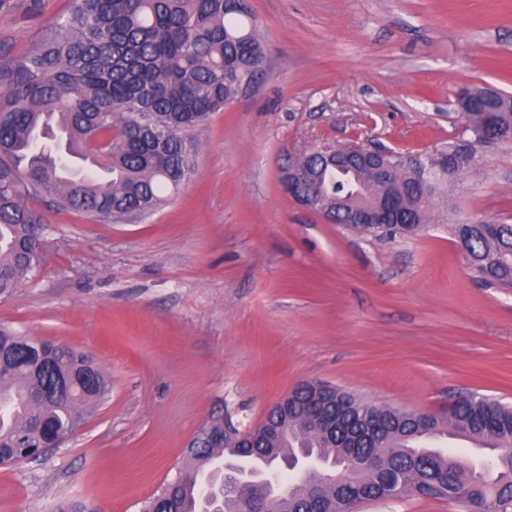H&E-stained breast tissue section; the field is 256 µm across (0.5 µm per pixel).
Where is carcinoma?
Returning a JSON list of instances; mask_svg holds the SVG:
<instances>
[{
  "mask_svg": "<svg viewBox=\"0 0 512 512\" xmlns=\"http://www.w3.org/2000/svg\"><path fill=\"white\" fill-rule=\"evenodd\" d=\"M265 61L253 13L237 0H70L59 22L13 60L0 66V296L11 295L40 263V216L29 201L52 197L63 210L91 218L134 220L155 212L166 193L179 190L196 171L198 144L192 131L221 112L256 81ZM476 103L465 115L473 140L486 116L512 127L511 96L470 90ZM47 139L64 155L59 163L37 152ZM406 185V217L416 224H382L384 235L420 230L435 187L420 189L414 174L388 159ZM343 175L323 157L296 167L318 172L307 191L329 204L355 201L356 187L378 195L370 170L354 162ZM471 265L482 278L512 285V224H453ZM85 355L57 343L34 340L0 327V456L16 462L22 444H40L56 432L81 425L107 398L111 379L96 368L84 378ZM295 394L288 424L274 441L250 450L247 461L271 466L297 445L327 459L354 447L378 448L385 475L406 487L429 475L444 492L427 497L466 510L478 502L512 512V404L475 392L445 412H415L377 405L336 387L317 400L336 417V437L312 435ZM466 440L491 455L475 463L426 441ZM236 448H189L187 468L168 489L172 512H195L199 481L219 479L220 463ZM330 504L357 491L375 500L378 479L352 465L337 481L320 480ZM310 482L285 491L270 512H294ZM54 512H96L87 500L56 503Z\"/></svg>",
  "mask_w": 512,
  "mask_h": 512,
  "instance_id": "cac0c4a2",
  "label": "carcinoma"
}]
</instances>
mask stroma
Wrapping results in <instances>:
<instances>
[{
	"mask_svg": "<svg viewBox=\"0 0 512 512\" xmlns=\"http://www.w3.org/2000/svg\"><path fill=\"white\" fill-rule=\"evenodd\" d=\"M68 0H0V61ZM255 86L194 130V178L136 221L39 196L44 260L0 325L87 354L112 388L74 434L0 465V512L87 498L140 512L216 418L257 422L298 383L379 405L512 402V287L477 282L453 224H512V142L477 147L415 234L327 223L283 190L304 154L356 144L405 162L462 142L459 90L512 95V0H251Z\"/></svg>",
	"mask_w": 512,
	"mask_h": 512,
	"instance_id": "obj_1",
	"label": "stroma"
}]
</instances>
